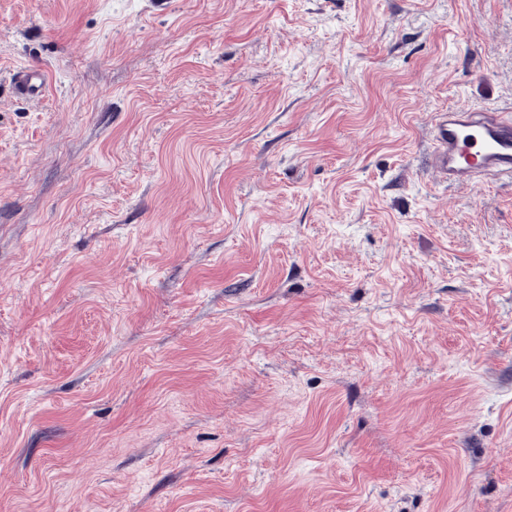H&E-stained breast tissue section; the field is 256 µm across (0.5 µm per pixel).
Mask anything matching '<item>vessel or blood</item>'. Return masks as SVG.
Returning <instances> with one entry per match:
<instances>
[{
  "label": "vessel or blood",
  "mask_w": 512,
  "mask_h": 512,
  "mask_svg": "<svg viewBox=\"0 0 512 512\" xmlns=\"http://www.w3.org/2000/svg\"><path fill=\"white\" fill-rule=\"evenodd\" d=\"M15 83L21 94L40 91L46 78L18 68ZM432 170L455 186L484 180L512 182V113L497 108L454 106L434 113Z\"/></svg>",
  "instance_id": "obj_1"
}]
</instances>
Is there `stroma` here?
Masks as SVG:
<instances>
[{
	"mask_svg": "<svg viewBox=\"0 0 512 512\" xmlns=\"http://www.w3.org/2000/svg\"><path fill=\"white\" fill-rule=\"evenodd\" d=\"M485 104L512 0H0V512H512ZM15 83L20 94L31 95L39 92L46 84V77L41 73L33 74L25 67H20L14 74ZM511 110L448 107L434 112L432 170L448 185L491 181L512 183Z\"/></svg>",
	"mask_w": 512,
	"mask_h": 512,
	"instance_id": "35a3bbf8",
	"label": "stroma"
}]
</instances>
